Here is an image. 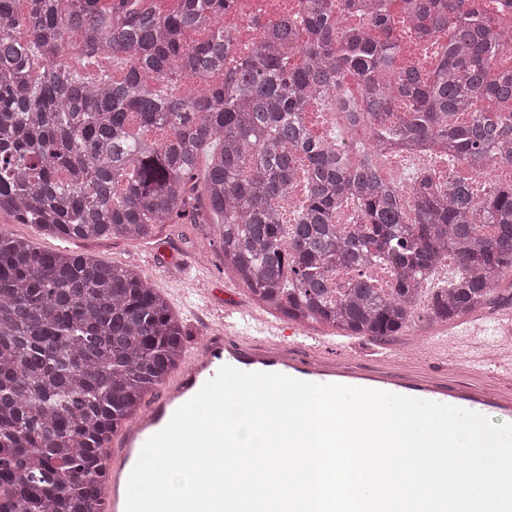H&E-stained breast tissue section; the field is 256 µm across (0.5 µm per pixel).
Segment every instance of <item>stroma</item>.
Listing matches in <instances>:
<instances>
[{
	"instance_id": "stroma-1",
	"label": "stroma",
	"mask_w": 512,
	"mask_h": 512,
	"mask_svg": "<svg viewBox=\"0 0 512 512\" xmlns=\"http://www.w3.org/2000/svg\"><path fill=\"white\" fill-rule=\"evenodd\" d=\"M0 229L30 239L45 251H67L108 264L138 267L160 293L171 297V305L183 318L192 344L202 336L204 322L213 321L214 308L251 304L247 290L225 271L219 239L209 224H164L150 238L131 244L112 238L43 236L34 225L19 223L12 214L0 210ZM176 288L186 290L188 303L172 298Z\"/></svg>"
}]
</instances>
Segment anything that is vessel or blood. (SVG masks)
Returning <instances> with one entry per match:
<instances>
[{
  "label": "vessel or blood",
  "mask_w": 512,
  "mask_h": 512,
  "mask_svg": "<svg viewBox=\"0 0 512 512\" xmlns=\"http://www.w3.org/2000/svg\"><path fill=\"white\" fill-rule=\"evenodd\" d=\"M492 329L500 333V340L488 341ZM359 350L352 341L328 339L249 309L225 306L216 322L206 323L183 367L136 420L113 435L112 468L100 485L106 512H125L128 479L144 443L226 364L245 372H274L318 384L413 397L481 415L495 411L512 416V309L504 310L493 328L484 316H464L412 357L386 345L370 348L373 366L369 369L357 361ZM450 355L467 366L475 377L473 383L454 390L446 376L424 370L427 359ZM487 371L492 372L493 382L478 381V374Z\"/></svg>",
  "instance_id": "b4317fda"
}]
</instances>
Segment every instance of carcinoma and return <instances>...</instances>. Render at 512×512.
Segmentation results:
<instances>
[{
  "label": "carcinoma",
  "instance_id": "carcinoma-1",
  "mask_svg": "<svg viewBox=\"0 0 512 512\" xmlns=\"http://www.w3.org/2000/svg\"><path fill=\"white\" fill-rule=\"evenodd\" d=\"M13 2L0 0V210L19 222L62 238L139 243L159 224L198 218V188L224 267L292 321L385 343L418 320L441 326L512 303V292L497 290L512 271L511 184L479 194L424 174L412 186L418 222L403 224L364 145L350 167L345 146L315 141L304 126L308 100L321 96L378 146L437 141L469 168L512 160V73L492 72L506 18L485 14V0H416L421 36L451 31L426 75L399 67L401 36L388 14L371 15L377 39L343 33L336 0H309L308 39L292 64L278 52L293 39L287 18L238 64L224 62L219 30L184 40L231 0H181L165 16L126 0H28L18 15ZM76 33L77 53L130 56L138 68L89 80L62 62L65 37ZM220 67L224 82L199 98L165 91L177 72ZM140 68L158 84L141 85ZM343 71L365 80V112L332 97ZM300 166L312 185L285 254L274 202ZM349 193L360 210L351 232L333 225ZM449 253L462 272L419 308L424 272ZM338 263L384 265L392 288L383 296L360 280L333 300ZM183 336L138 271L43 251L0 229V512H99L100 455L178 367Z\"/></svg>",
  "mask_w": 512,
  "mask_h": 512
}]
</instances>
